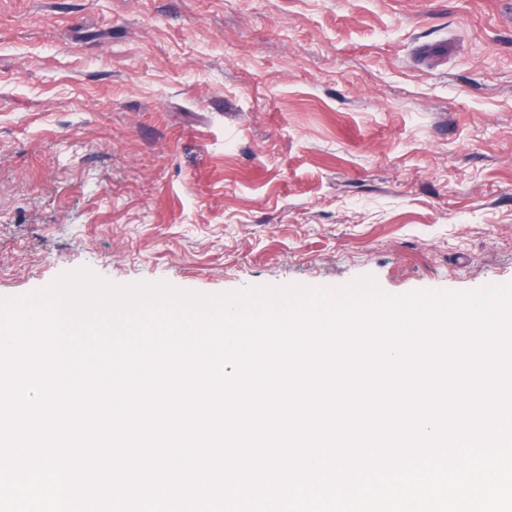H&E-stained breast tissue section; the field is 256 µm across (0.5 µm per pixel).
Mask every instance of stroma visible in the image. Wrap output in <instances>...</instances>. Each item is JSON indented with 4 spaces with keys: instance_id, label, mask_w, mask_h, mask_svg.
Here are the masks:
<instances>
[{
    "instance_id": "1",
    "label": "stroma",
    "mask_w": 512,
    "mask_h": 512,
    "mask_svg": "<svg viewBox=\"0 0 512 512\" xmlns=\"http://www.w3.org/2000/svg\"><path fill=\"white\" fill-rule=\"evenodd\" d=\"M512 282V0H0V297Z\"/></svg>"
}]
</instances>
